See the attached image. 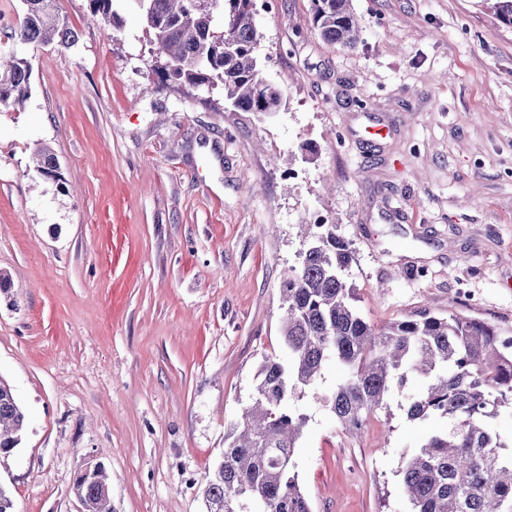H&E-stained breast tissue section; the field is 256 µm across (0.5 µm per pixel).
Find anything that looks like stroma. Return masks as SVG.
I'll use <instances>...</instances> for the list:
<instances>
[{
    "label": "stroma",
    "instance_id": "35a3bbf8",
    "mask_svg": "<svg viewBox=\"0 0 512 512\" xmlns=\"http://www.w3.org/2000/svg\"><path fill=\"white\" fill-rule=\"evenodd\" d=\"M57 5L67 49L8 41L22 2L0 0V53L31 64L27 101L0 104L16 512H78L90 465L112 512H205L257 368L284 354L280 288L317 217L350 241L371 324L427 310L512 331V27L479 0H353V49L320 39L311 0H257L275 112L169 77L135 0H113L111 29L89 0ZM43 147L59 180L35 168ZM336 377L291 402L312 512H411L401 464L439 422L408 421L399 393L348 438L321 399Z\"/></svg>",
    "mask_w": 512,
    "mask_h": 512
}]
</instances>
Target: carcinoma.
Masks as SVG:
<instances>
[{
    "mask_svg": "<svg viewBox=\"0 0 512 512\" xmlns=\"http://www.w3.org/2000/svg\"><path fill=\"white\" fill-rule=\"evenodd\" d=\"M25 11L7 38L23 44L74 42L56 0H23ZM169 74L193 86L222 84L224 97L243 112H263L271 94L255 49L256 0H138ZM493 4L496 18L512 26V0ZM219 9L230 31L217 32L207 8ZM109 26L117 24L112 0H90ZM311 23L330 47L354 48L359 22L351 0H311ZM235 49L224 52V38ZM31 64L16 54L0 67V103L29 97ZM37 171L57 174L48 149L36 153ZM351 243L334 222L307 225L300 262L289 269L280 292L284 360L267 357L255 374V399L224 439V456L202 490L206 512H311L292 472V456L305 414L286 408L298 392L317 385L335 365L339 377L324 402L345 434L358 437L368 421L390 408L394 390L414 380L418 391L403 405L411 421L439 420L403 460V486L413 512H512V350L501 333L460 313L382 327L361 315L357 288L346 272ZM25 415L9 383L0 377V458L21 441ZM72 492L85 512H112L109 484L98 467L78 475Z\"/></svg>",
    "mask_w": 512,
    "mask_h": 512,
    "instance_id": "carcinoma-1",
    "label": "carcinoma"
}]
</instances>
